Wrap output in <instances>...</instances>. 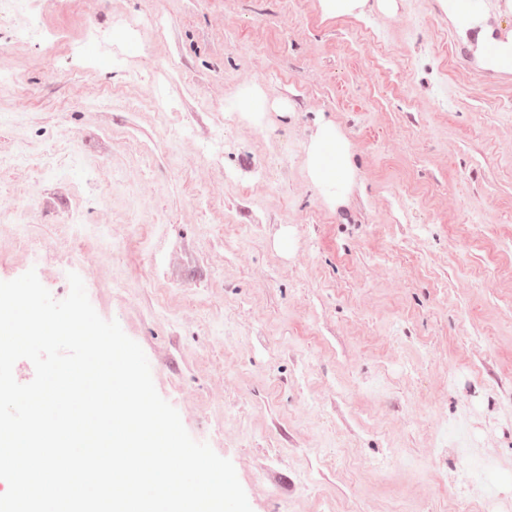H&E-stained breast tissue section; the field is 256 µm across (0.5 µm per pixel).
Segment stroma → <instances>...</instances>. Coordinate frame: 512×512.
<instances>
[{
	"label": "stroma",
	"mask_w": 512,
	"mask_h": 512,
	"mask_svg": "<svg viewBox=\"0 0 512 512\" xmlns=\"http://www.w3.org/2000/svg\"><path fill=\"white\" fill-rule=\"evenodd\" d=\"M0 59V281L77 272L252 512H512V73L440 0H34ZM366 2V0H320V5L325 15L339 17L361 13ZM351 158L350 144L336 124L322 122L306 148V166L312 182L331 202L347 192Z\"/></svg>",
	"instance_id": "stroma-1"
}]
</instances>
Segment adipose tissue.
Here are the masks:
<instances>
[{"label":"adipose tissue","mask_w":512,"mask_h":512,"mask_svg":"<svg viewBox=\"0 0 512 512\" xmlns=\"http://www.w3.org/2000/svg\"><path fill=\"white\" fill-rule=\"evenodd\" d=\"M349 142L335 123L322 122L306 148V166L316 187L329 201L343 198L352 166Z\"/></svg>","instance_id":"adipose-tissue-1"}]
</instances>
